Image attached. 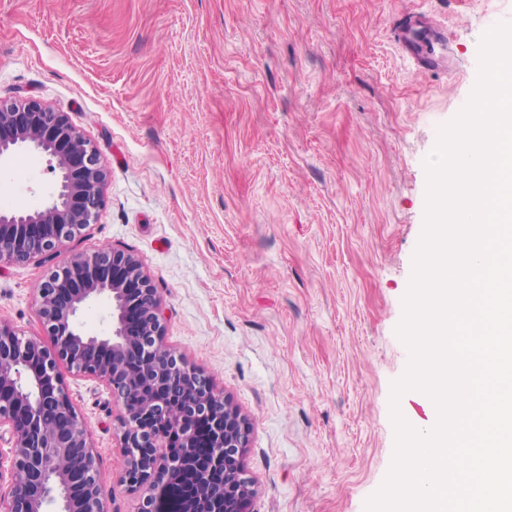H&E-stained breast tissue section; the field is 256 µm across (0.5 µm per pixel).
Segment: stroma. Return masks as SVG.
Here are the masks:
<instances>
[{
	"instance_id": "1",
	"label": "stroma",
	"mask_w": 512,
	"mask_h": 512,
	"mask_svg": "<svg viewBox=\"0 0 512 512\" xmlns=\"http://www.w3.org/2000/svg\"><path fill=\"white\" fill-rule=\"evenodd\" d=\"M403 10L447 25V72L401 52ZM501 24L512 0H0V100L67 112L110 171L68 251L142 262L165 344L251 424L253 512H365L383 485L424 161ZM52 184L25 152L0 167L9 209ZM64 261L1 264L0 322L43 336L34 296ZM65 380L107 512H138L120 406L98 380Z\"/></svg>"
}]
</instances>
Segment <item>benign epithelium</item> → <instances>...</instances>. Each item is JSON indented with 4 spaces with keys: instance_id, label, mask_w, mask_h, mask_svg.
Here are the masks:
<instances>
[{
    "instance_id": "benign-epithelium-1",
    "label": "benign epithelium",
    "mask_w": 512,
    "mask_h": 512,
    "mask_svg": "<svg viewBox=\"0 0 512 512\" xmlns=\"http://www.w3.org/2000/svg\"><path fill=\"white\" fill-rule=\"evenodd\" d=\"M47 158L56 186L33 210H0V264L62 253L104 206L110 171L67 113L33 98L0 100V166L14 152ZM111 307L104 336L76 325L88 304ZM49 344L0 323V442L12 448L0 471V512H106L90 432L61 367L103 382L121 405L120 447L140 512H252L243 464L249 423L203 370L164 343V313L139 259L102 247L74 256L35 297ZM175 431L187 452L171 451Z\"/></svg>"
}]
</instances>
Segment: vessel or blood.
<instances>
[{"label": "vessel or blood", "mask_w": 512, "mask_h": 512, "mask_svg": "<svg viewBox=\"0 0 512 512\" xmlns=\"http://www.w3.org/2000/svg\"><path fill=\"white\" fill-rule=\"evenodd\" d=\"M393 26L407 52L417 64L418 71L426 72L446 67L443 54L448 45V32L433 25L424 17L403 14L395 18Z\"/></svg>", "instance_id": "vessel-or-blood-1"}]
</instances>
